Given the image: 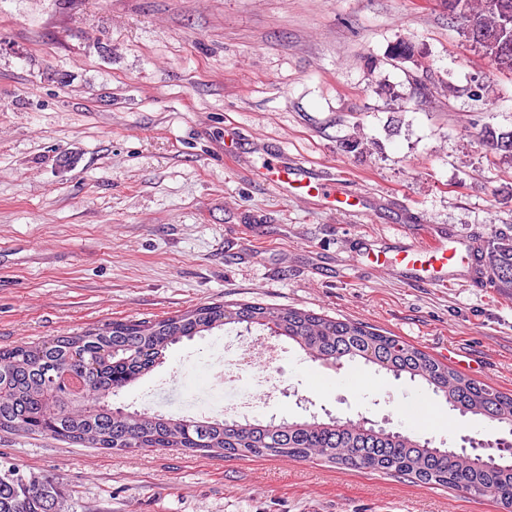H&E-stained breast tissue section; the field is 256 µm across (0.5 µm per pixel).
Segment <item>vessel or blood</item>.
<instances>
[{
  "label": "vessel or blood",
  "instance_id": "obj_1",
  "mask_svg": "<svg viewBox=\"0 0 512 512\" xmlns=\"http://www.w3.org/2000/svg\"><path fill=\"white\" fill-rule=\"evenodd\" d=\"M270 176V185L281 195L295 194L297 189L313 191L326 205L338 206L340 211H355L357 203L354 196L337 198L333 184L319 180L309 169L300 165H289L279 158H270L266 168ZM460 253L457 240L445 236H433L426 242L411 241L393 256L380 260L381 269L395 272L412 281L436 285L443 281L447 267ZM407 425L411 429L425 426L439 428L453 427L454 422L432 403L411 402L406 406Z\"/></svg>",
  "mask_w": 512,
  "mask_h": 512
}]
</instances>
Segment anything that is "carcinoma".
<instances>
[{
	"label": "carcinoma",
	"mask_w": 512,
	"mask_h": 512,
	"mask_svg": "<svg viewBox=\"0 0 512 512\" xmlns=\"http://www.w3.org/2000/svg\"><path fill=\"white\" fill-rule=\"evenodd\" d=\"M448 16L462 24L498 71L512 72V0H444ZM486 143L512 156V133L486 132ZM481 274L492 288H512V236L488 241ZM275 325L309 356L340 363L361 360L411 381H423L462 413L512 422V395L469 379L436 356L359 322L328 318L296 308L260 303L212 302L154 319L93 324L41 343L0 349V430L41 434L121 452L176 451L206 456L323 459L341 468L375 471L459 490L474 497L512 502V465L494 466L479 455L448 454L395 428L329 416L308 420L175 418L112 408L109 398L163 363L167 349L183 339L226 325ZM61 371L83 378L86 394L73 403L45 396ZM57 485L16 467H0V512H60Z\"/></svg>",
	"instance_id": "carcinoma-1"
}]
</instances>
